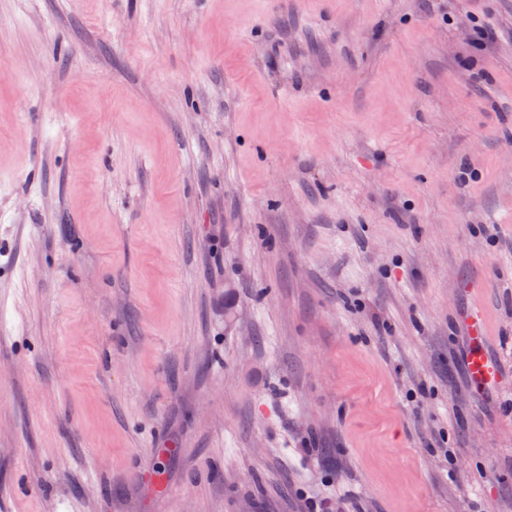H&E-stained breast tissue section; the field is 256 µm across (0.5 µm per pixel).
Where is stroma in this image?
Wrapping results in <instances>:
<instances>
[{"label":"stroma","instance_id":"stroma-1","mask_svg":"<svg viewBox=\"0 0 512 512\" xmlns=\"http://www.w3.org/2000/svg\"><path fill=\"white\" fill-rule=\"evenodd\" d=\"M331 494L512 512V0H0V512ZM469 337L473 344V350L470 357L471 373L477 380L480 381H495L498 379V370L494 362L489 360L485 355L483 349V336L480 327L477 324V319L472 317L470 319Z\"/></svg>","mask_w":512,"mask_h":512}]
</instances>
